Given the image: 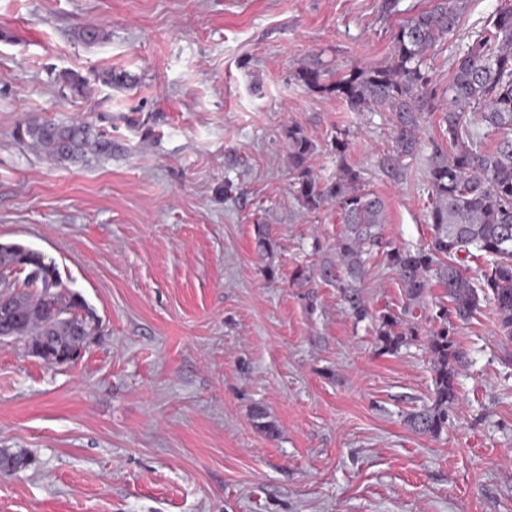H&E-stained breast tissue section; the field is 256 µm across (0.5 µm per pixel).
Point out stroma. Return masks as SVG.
<instances>
[{
  "label": "stroma",
  "instance_id": "stroma-1",
  "mask_svg": "<svg viewBox=\"0 0 512 512\" xmlns=\"http://www.w3.org/2000/svg\"><path fill=\"white\" fill-rule=\"evenodd\" d=\"M502 2L468 0L431 52L438 88ZM434 4L0 0V244L52 258L98 321L72 363L0 342V448L31 460L0 476V512H512V360L491 301L458 326L467 362L447 429L406 422L431 403L444 291L409 306L384 248L430 240L428 152L387 171L390 113L297 79L386 64L398 27ZM89 26L102 41L79 40ZM104 70L131 86L95 81ZM65 71L93 79L91 97L64 89ZM31 115L88 119L117 148L48 162L16 138ZM292 122L313 143L311 175L348 165L386 201L360 288L368 319L321 275L339 264L341 215L298 201ZM388 310L417 333L382 354L374 316Z\"/></svg>",
  "mask_w": 512,
  "mask_h": 512
}]
</instances>
